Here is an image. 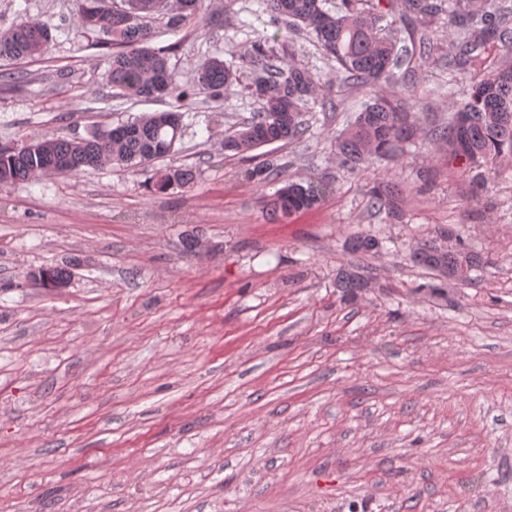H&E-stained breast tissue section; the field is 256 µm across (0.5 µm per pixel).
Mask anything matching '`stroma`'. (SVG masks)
Here are the masks:
<instances>
[{
	"label": "stroma",
	"mask_w": 512,
	"mask_h": 512,
	"mask_svg": "<svg viewBox=\"0 0 512 512\" xmlns=\"http://www.w3.org/2000/svg\"><path fill=\"white\" fill-rule=\"evenodd\" d=\"M55 26L33 62L0 60V146L88 138L168 100L110 87L74 35L71 0H0V27ZM179 85L276 33L262 0H205L199 26L156 20ZM405 73L351 88L311 37L282 57L330 79L304 137L246 159L223 149L259 108L196 91L159 164L0 184V512H512V157L469 167L433 131L469 85L447 17L397 33ZM414 102L411 138L365 172L335 136L371 97ZM277 174L252 178L258 161ZM192 170L154 194L156 168ZM316 186L291 216L283 181ZM396 186L397 213L371 208ZM369 235L378 252L349 253ZM433 240L480 258L443 282ZM73 264L68 288L29 271ZM360 266L371 286H336ZM276 201H273L272 212L283 215L307 210L319 201V194L311 186L288 181L276 192ZM423 248L417 253L413 254V260L429 269L436 270L439 265L449 267H456L457 260L461 256H465L469 263L470 271L473 266L478 262V257L470 252L466 253L460 249L447 250V252H440V246L434 241H428L423 243ZM438 253V255H435ZM366 287L365 277L358 271V267L349 265L341 269L337 279V288H341L343 293L354 295Z\"/></svg>",
	"instance_id": "stroma-1"
}]
</instances>
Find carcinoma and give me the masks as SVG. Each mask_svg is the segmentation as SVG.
Masks as SVG:
<instances>
[{
	"label": "carcinoma",
	"instance_id": "1",
	"mask_svg": "<svg viewBox=\"0 0 512 512\" xmlns=\"http://www.w3.org/2000/svg\"><path fill=\"white\" fill-rule=\"evenodd\" d=\"M202 0H121L109 7L106 0H75L80 36L93 45L112 50L107 81L120 94L136 99L172 97L170 110L151 112L88 139L53 138L32 142L19 150L0 148V183L25 181L41 175H72L85 168L106 164L135 168L167 156L182 135L179 108L189 93L180 88L168 59L150 46L155 36L152 20L166 18V26L179 30L199 20ZM363 0H266L267 13L290 34L313 36L321 53L336 62V73L360 87L388 80L402 64L396 41L383 34L382 18L360 8ZM507 0H406L409 13L418 20L448 16L462 53L454 67L480 66L502 50L512 54V8ZM53 39L43 22L20 21L0 30V59L29 60L43 55ZM281 43L279 34L259 39L240 55L234 67L217 57L204 60L196 70L195 86L224 99V91L239 84V72L249 71L244 86L261 104L250 120L224 137V151L246 154L275 142H290L306 131L304 112L316 102L325 87L307 68L290 61L274 64ZM410 112L376 97L363 105L336 136L342 162L353 170L366 171L388 157L396 144L410 138ZM435 141L448 145L477 168L502 156H512V62L499 64L473 79L464 98L455 102L448 119L434 130ZM192 174L182 169L155 173L153 190L164 193L175 185L185 186ZM319 201L310 186L294 181L276 192L272 212L283 215L307 210ZM379 247L372 237L358 236L350 249L365 255ZM469 266L478 257L460 249L441 252L433 241L424 243L413 260L429 269L456 267L459 257ZM72 266L49 265L42 287L70 278ZM337 287L353 295L367 287L364 275L350 265L341 269Z\"/></svg>",
	"mask_w": 512,
	"mask_h": 512
}]
</instances>
